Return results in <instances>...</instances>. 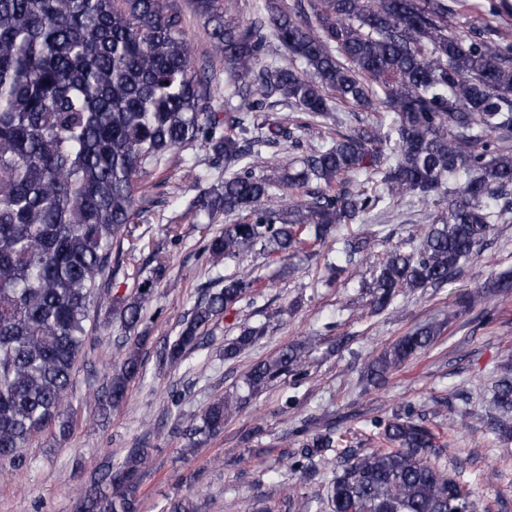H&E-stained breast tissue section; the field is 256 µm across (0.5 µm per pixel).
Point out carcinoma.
<instances>
[{
	"instance_id": "cac0c4a2",
	"label": "carcinoma",
	"mask_w": 512,
	"mask_h": 512,
	"mask_svg": "<svg viewBox=\"0 0 512 512\" xmlns=\"http://www.w3.org/2000/svg\"><path fill=\"white\" fill-rule=\"evenodd\" d=\"M208 18L213 52L224 58V111L219 90L193 65L180 12L164 0H0V461H21L30 438L74 421L65 403L74 364L92 334L91 302L135 330L145 322L166 264L130 294L109 288L113 249H121L136 215L140 180L179 151L199 143L224 164V181L201 205L211 217L239 220L208 238L215 260L256 250L274 258L307 243L323 244L340 224L372 207L352 177H378L391 198L416 195L436 204L420 247L389 251L376 266L372 308L386 309L404 289L448 283L478 255L496 224L512 213V151L491 146L512 133V40L482 27L459 29L448 0H309L292 10L266 0L249 25L234 15L238 0H192ZM288 63H265L271 42ZM280 95L318 122L335 120L332 103H382L388 123L311 146L294 173L258 169L260 147L300 146L284 116L249 138L259 114ZM314 184L304 199L276 205L277 193ZM357 234L343 242L336 271L371 257ZM485 287L512 296V274ZM248 276L206 291L179 336L164 348L175 362L198 344L201 330L254 291ZM435 324L398 338L367 366L387 376L429 348ZM244 328L224 346L232 358L254 346ZM146 336L126 337L105 404H122L142 370ZM494 388L503 416L491 431L512 438V351ZM289 346L256 362L246 394L213 400L181 421L194 443L221 432L250 395L296 371ZM387 448H347L316 508L330 512H472L468 492L433 457L439 436L411 406L378 422ZM333 430L314 434L293 467L306 471L335 451ZM149 450L131 449L93 489L81 512H139Z\"/></svg>"
}]
</instances>
